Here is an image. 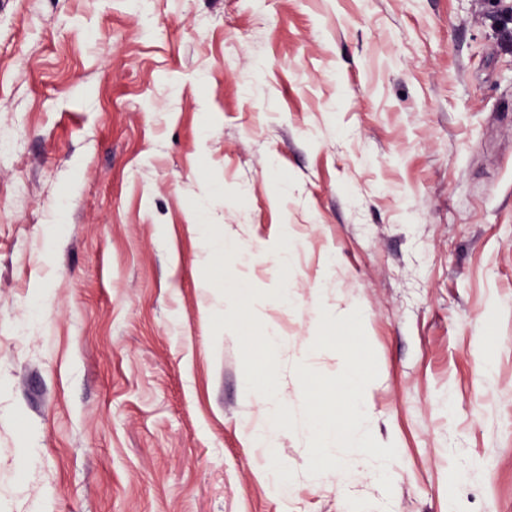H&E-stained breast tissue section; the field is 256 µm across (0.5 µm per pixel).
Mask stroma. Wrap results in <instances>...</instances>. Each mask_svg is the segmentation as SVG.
I'll return each instance as SVG.
<instances>
[{"label":"stroma","mask_w":512,"mask_h":512,"mask_svg":"<svg viewBox=\"0 0 512 512\" xmlns=\"http://www.w3.org/2000/svg\"><path fill=\"white\" fill-rule=\"evenodd\" d=\"M1 133L0 512H512V0H0ZM227 238L284 345L203 290ZM316 301L362 312L392 492L305 472ZM237 255L239 258L246 257L245 255L253 257V254L245 244L235 241L233 239L224 240V250H209V256L206 263L209 266V271L215 274H221L224 271V259L228 255ZM247 388L253 395L263 400V414L254 425H247L245 437L252 447L267 453L274 446L280 432L284 415L278 400V391L261 372L256 373L247 381Z\"/></svg>","instance_id":"1"}]
</instances>
